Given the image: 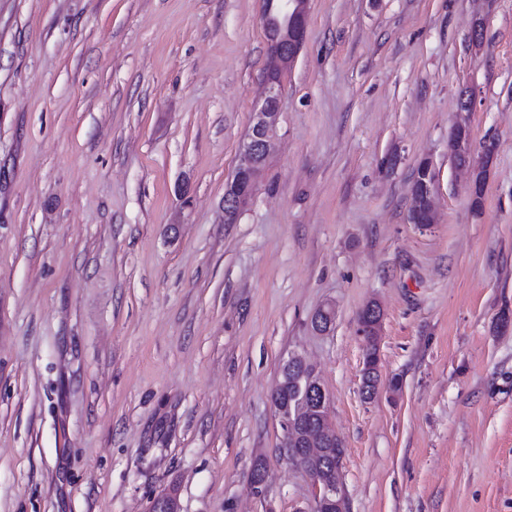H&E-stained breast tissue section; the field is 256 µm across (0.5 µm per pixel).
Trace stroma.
Instances as JSON below:
<instances>
[{
  "label": "stroma",
  "instance_id": "1",
  "mask_svg": "<svg viewBox=\"0 0 512 512\" xmlns=\"http://www.w3.org/2000/svg\"><path fill=\"white\" fill-rule=\"evenodd\" d=\"M262 12L0 0V512H151L164 493L311 512L271 402L292 353L330 399L348 512H512V0H311L277 149L228 224ZM460 122L473 162L495 145L479 212L448 153ZM418 169L422 171L424 176L420 182L413 186L411 192L412 206L413 198L423 199L426 206L420 209L419 204L415 203L413 207L411 206L409 217L411 224H415L418 228L426 229L431 224H435V174L428 159L420 161ZM336 320V304L328 301L321 305L311 318L312 329L319 334L329 332ZM383 312L380 306H371L364 319L359 321V332L365 336L368 342L364 362H369L377 370L378 374V356H377V337L382 321ZM374 335V336H370ZM373 366L364 363L363 381L373 377Z\"/></svg>",
  "mask_w": 512,
  "mask_h": 512
}]
</instances>
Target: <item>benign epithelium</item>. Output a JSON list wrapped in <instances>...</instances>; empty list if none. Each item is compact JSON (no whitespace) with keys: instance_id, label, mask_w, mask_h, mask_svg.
Masks as SVG:
<instances>
[{"instance_id":"1","label":"benign epithelium","mask_w":512,"mask_h":512,"mask_svg":"<svg viewBox=\"0 0 512 512\" xmlns=\"http://www.w3.org/2000/svg\"><path fill=\"white\" fill-rule=\"evenodd\" d=\"M310 0H276L266 6L262 13V24L270 44V59L264 90L256 102L253 119L239 148L237 166L224 189V223L234 224L245 207L251 202L257 180L278 140L281 116V82L283 73L299 55L306 38ZM418 169L423 178L413 186L411 195L422 199L409 211L410 222L421 229L435 223V174L431 162L420 161ZM383 312L378 306L370 308L365 318L359 321V332L363 336L378 335ZM336 320V304L328 301L321 305L311 318L312 329L319 333L329 332ZM283 435V453L288 460L300 464L304 454L319 455L323 448L334 446L336 434L328 432V441L322 443L312 437L299 440L295 434L292 416L288 408L273 404ZM313 489L314 512L329 507L335 512H345L344 500L337 486L309 475Z\"/></svg>"}]
</instances>
